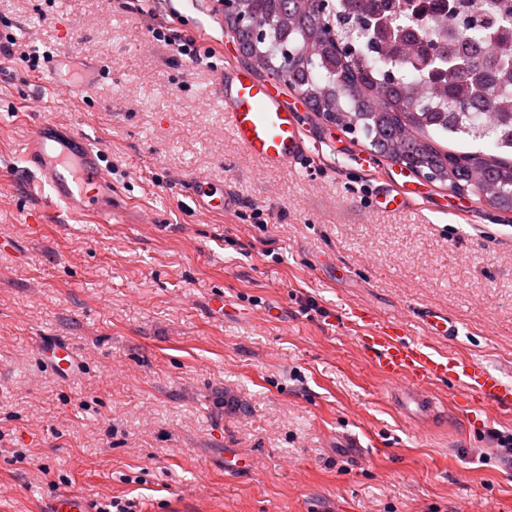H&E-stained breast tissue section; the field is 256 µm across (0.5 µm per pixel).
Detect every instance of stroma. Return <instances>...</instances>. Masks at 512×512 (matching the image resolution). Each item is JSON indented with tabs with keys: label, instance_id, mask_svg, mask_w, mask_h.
Returning <instances> with one entry per match:
<instances>
[{
	"label": "stroma",
	"instance_id": "1",
	"mask_svg": "<svg viewBox=\"0 0 512 512\" xmlns=\"http://www.w3.org/2000/svg\"><path fill=\"white\" fill-rule=\"evenodd\" d=\"M148 7L0 0V32L42 57L0 70V512H43L62 491L137 512L180 498L191 512H512V465L489 437L512 415L467 410L436 382L437 419H408L344 323L360 307L421 339L430 305L459 324L449 353L512 377V216L417 175L418 205L373 209L366 190L396 165L358 167L362 138L282 82L321 152L267 168L225 123L212 69L148 33L159 15L217 64L249 69L223 11ZM62 54L102 65L97 82L51 80ZM45 118L101 149L143 223L99 224L32 188L25 147ZM196 178L235 210L201 214L184 190ZM44 336L80 372L47 367Z\"/></svg>",
	"mask_w": 512,
	"mask_h": 512
}]
</instances>
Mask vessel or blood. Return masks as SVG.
<instances>
[{
	"label": "vessel or blood",
	"mask_w": 512,
	"mask_h": 512,
	"mask_svg": "<svg viewBox=\"0 0 512 512\" xmlns=\"http://www.w3.org/2000/svg\"><path fill=\"white\" fill-rule=\"evenodd\" d=\"M216 85L224 103V117L247 155L276 169L311 156L312 144L299 114L285 105L273 85L230 66L218 70ZM24 158L35 168L39 186L48 187L70 211L90 216L100 224L129 222L126 208L112 189V178L100 163L101 153L87 137L55 120L44 119L35 125ZM192 191L202 213L224 214L236 207L232 195L207 190L201 183H194ZM414 202V197L395 183L378 186L374 193L375 206L380 210H400ZM419 319L427 329L428 340L407 339L402 324L372 321L359 308L346 317L349 324L368 325V332L360 338L362 346L381 375L399 382L397 396L404 411L416 420L433 417L435 405L426 386L446 381L482 404L511 414V380L473 360L449 356L430 344L433 336L458 335L456 322L428 307L420 311ZM40 352L44 363L62 374L79 368L75 352L63 341L44 339ZM46 512L92 509L78 495L63 493L51 501Z\"/></svg>",
	"instance_id": "b4317fda"
}]
</instances>
